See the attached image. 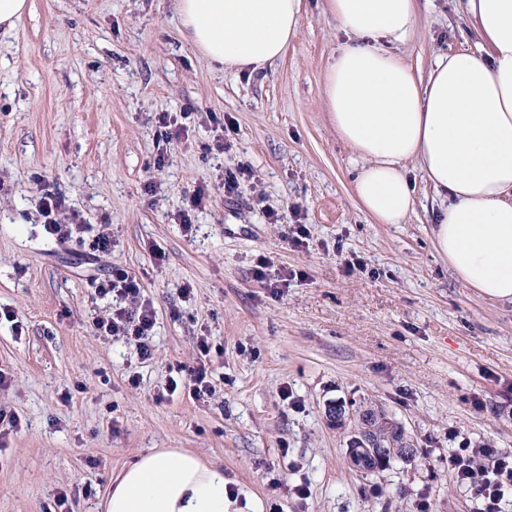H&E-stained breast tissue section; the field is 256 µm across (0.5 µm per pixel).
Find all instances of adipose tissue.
<instances>
[{"mask_svg": "<svg viewBox=\"0 0 512 512\" xmlns=\"http://www.w3.org/2000/svg\"><path fill=\"white\" fill-rule=\"evenodd\" d=\"M345 37L325 69L324 105L358 159L360 211L402 224L420 171L442 199L433 229L456 278L512 302V0H466L477 50L438 55L420 73L400 54L419 24L416 0H326ZM206 61L264 70L297 36L303 0H174ZM222 468L177 448L139 456L105 512H228Z\"/></svg>", "mask_w": 512, "mask_h": 512, "instance_id": "ef3b65f1", "label": "adipose tissue"}]
</instances>
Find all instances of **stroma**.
I'll use <instances>...</instances> for the list:
<instances>
[{
  "label": "stroma",
  "mask_w": 512,
  "mask_h": 512,
  "mask_svg": "<svg viewBox=\"0 0 512 512\" xmlns=\"http://www.w3.org/2000/svg\"><path fill=\"white\" fill-rule=\"evenodd\" d=\"M30 2L0 31V308L18 315L0 319V412L21 424L0 438V512H59L63 490L70 512H103L109 480L155 448L223 466L233 512H475L448 455L456 432L512 451V304L453 276L433 239L441 200L420 172L406 223L356 208L352 153L323 105L342 41L325 0H304L284 57L252 75L202 59L172 0ZM418 9L402 49L414 67L475 48L463 0ZM162 112L187 138L164 137ZM217 117L234 125L224 152ZM243 164L251 177L225 196V171ZM202 183L210 200L184 230ZM44 184L65 201L61 222L107 226L110 254L44 236ZM114 265L154 307L149 361L94 329L112 301L90 280ZM202 336L213 396L159 399ZM336 400L392 414L416 461L351 469V428L325 417Z\"/></svg>",
  "instance_id": "1"
}]
</instances>
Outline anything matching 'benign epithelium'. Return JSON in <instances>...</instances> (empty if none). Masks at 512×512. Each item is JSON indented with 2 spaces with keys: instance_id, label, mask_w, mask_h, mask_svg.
Listing matches in <instances>:
<instances>
[{
  "instance_id": "obj_1",
  "label": "benign epithelium",
  "mask_w": 512,
  "mask_h": 512,
  "mask_svg": "<svg viewBox=\"0 0 512 512\" xmlns=\"http://www.w3.org/2000/svg\"><path fill=\"white\" fill-rule=\"evenodd\" d=\"M325 416L338 425L354 418L362 422L347 441L348 461L356 471H363L374 462L382 465L391 459L410 462L416 456L417 449L408 442L401 425L382 409L338 402L326 406ZM382 431L388 433L385 445L379 437Z\"/></svg>"
}]
</instances>
